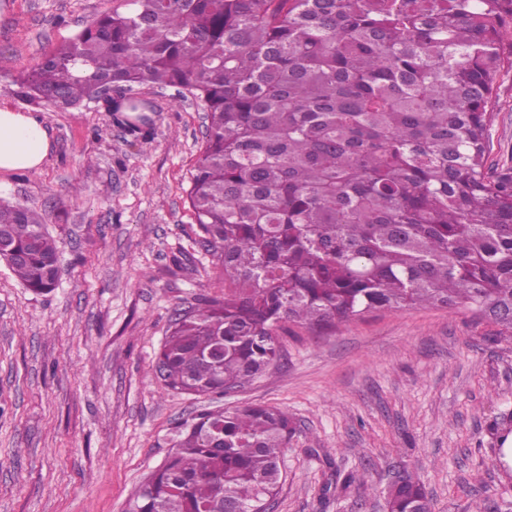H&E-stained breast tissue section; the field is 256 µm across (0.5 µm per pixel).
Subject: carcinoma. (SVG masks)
Returning a JSON list of instances; mask_svg holds the SVG:
<instances>
[{
    "label": "carcinoma",
    "mask_w": 512,
    "mask_h": 512,
    "mask_svg": "<svg viewBox=\"0 0 512 512\" xmlns=\"http://www.w3.org/2000/svg\"><path fill=\"white\" fill-rule=\"evenodd\" d=\"M512 0H113L17 82L58 109L100 85L179 88L204 104L187 199L224 283L174 320L156 372L202 396L251 384L277 331L365 313L464 308L512 337V175L486 172ZM132 131L150 101L124 98ZM8 264L35 293L60 253L40 217L0 200ZM295 433L277 407L203 410L180 426L130 512H262ZM386 512L431 508L410 471Z\"/></svg>",
    "instance_id": "1"
}]
</instances>
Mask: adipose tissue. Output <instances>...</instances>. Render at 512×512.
Listing matches in <instances>:
<instances>
[{"label": "adipose tissue", "mask_w": 512, "mask_h": 512, "mask_svg": "<svg viewBox=\"0 0 512 512\" xmlns=\"http://www.w3.org/2000/svg\"><path fill=\"white\" fill-rule=\"evenodd\" d=\"M50 147L51 132L43 120L0 107V173L38 169Z\"/></svg>", "instance_id": "ef3b65f1"}]
</instances>
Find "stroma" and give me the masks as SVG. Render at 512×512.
<instances>
[{
	"instance_id": "35a3bbf8",
	"label": "stroma",
	"mask_w": 512,
	"mask_h": 512,
	"mask_svg": "<svg viewBox=\"0 0 512 512\" xmlns=\"http://www.w3.org/2000/svg\"><path fill=\"white\" fill-rule=\"evenodd\" d=\"M112 0H0V107L41 117L37 170L0 173V200L39 213L61 253L36 294L0 263V512H124L202 410L266 403L290 415L272 512H386L384 489L415 472L432 512L487 501L512 512V338L463 309L379 310L318 334L280 333L281 358L251 386L194 396L166 388L156 356L177 310L223 297L186 202L206 133L203 105L144 86L153 112L132 134L90 101L65 111L16 83ZM487 172L512 173V70L495 87ZM367 469L366 486L345 476Z\"/></svg>"
}]
</instances>
